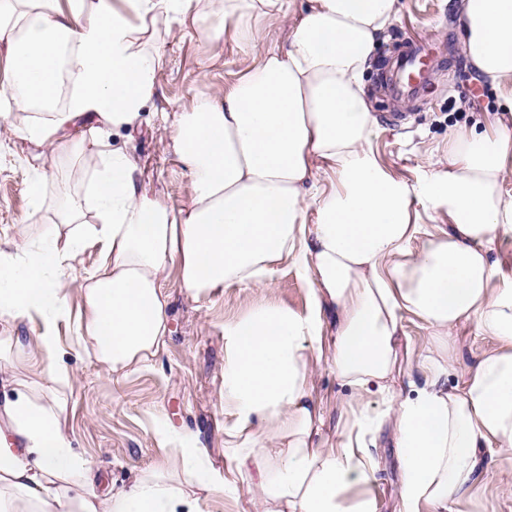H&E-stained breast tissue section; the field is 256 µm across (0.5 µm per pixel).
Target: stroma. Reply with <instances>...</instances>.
Returning a JSON list of instances; mask_svg holds the SVG:
<instances>
[{
	"instance_id": "obj_1",
	"label": "stroma",
	"mask_w": 512,
	"mask_h": 512,
	"mask_svg": "<svg viewBox=\"0 0 512 512\" xmlns=\"http://www.w3.org/2000/svg\"><path fill=\"white\" fill-rule=\"evenodd\" d=\"M147 37L164 47L156 92L144 109L142 126L129 135L116 134L113 140L141 157L143 181L150 192L178 207L187 199L190 176L169 148L175 113L192 111L200 89L221 93L259 57L243 53L231 35L210 39L176 19H158ZM409 38L433 39L440 46L432 74L435 90L417 102L391 97L384 85L391 56ZM365 89L378 125V156L388 170L408 181L426 168L431 149H447L451 129L492 119L504 110L497 93L463 56L457 15L449 0H400L398 16L365 73ZM401 112L407 113V121L393 125L392 117ZM35 174L45 175L48 182L46 202L38 211L29 208L24 191ZM90 175L84 163L44 152L16 132L0 129V239L38 238L46 225L56 223L57 205L64 196L84 195ZM163 287L169 296L171 336L157 357L127 375L105 372L94 355L79 346L72 322L82 309L78 291L69 294V317L56 324L61 361L73 377L65 391L61 425L94 471L101 493L159 462L168 448L162 436L171 426L197 436L215 465L224 463V327L248 314L256 295L231 284L196 300L180 287L173 269L167 271ZM310 288V282L284 260L278 263L265 298L303 313ZM40 329L37 318L11 325L10 334L29 345L31 352L13 361L0 354L1 380L39 391L48 388L49 366L33 350ZM429 342L423 322L403 314L396 377L402 397L414 396L423 381L419 364ZM313 385L321 405L320 440L332 448L343 425L348 390L326 368ZM369 447L376 461L370 485L376 512H398L399 468L390 425L372 436ZM508 477L497 458L486 459L475 491V512L485 505L495 512H512V499L500 492Z\"/></svg>"
}]
</instances>
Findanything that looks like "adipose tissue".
<instances>
[{"label":"adipose tissue","instance_id":"ef3b65f1","mask_svg":"<svg viewBox=\"0 0 512 512\" xmlns=\"http://www.w3.org/2000/svg\"><path fill=\"white\" fill-rule=\"evenodd\" d=\"M293 0H0V48L10 64L17 127L37 147L89 163L97 224L78 233L85 211L63 200L42 245L0 244V321L39 317L37 350L55 362L57 319L68 317L69 282L59 277L86 240L105 262L77 288L80 343L113 375L156 357L170 333L161 280L176 267L198 299L228 284L264 294L276 263L312 280L299 313L260 300L224 328V454L170 431L173 449L154 468L107 494L73 450L57 403L25 387L0 398V512H202V495L247 497L253 512H375L374 466L360 432L378 390L394 426L400 512H466L484 456L512 461V279L489 252L512 234V124L450 131L416 182L385 169L364 76L399 0H310L284 51L221 95L200 92L177 113L170 145L190 192L174 207L143 185L141 162L107 138L75 140L91 123L135 131L155 92L163 56L147 45L148 22L192 16L204 35L233 24L251 46L255 17H288ZM463 53L512 113V0H457ZM68 77L67 107L16 126L18 111L54 97ZM328 183L316 186L314 167ZM445 212L423 228L418 208ZM69 233H60V225ZM334 309L325 336L322 313ZM421 319L431 346L412 398L394 386L402 313ZM473 323L495 345L448 384L457 369L456 328ZM329 366L350 390L358 435L316 445L321 414L311 380Z\"/></svg>","mask_w":512,"mask_h":512}]
</instances>
